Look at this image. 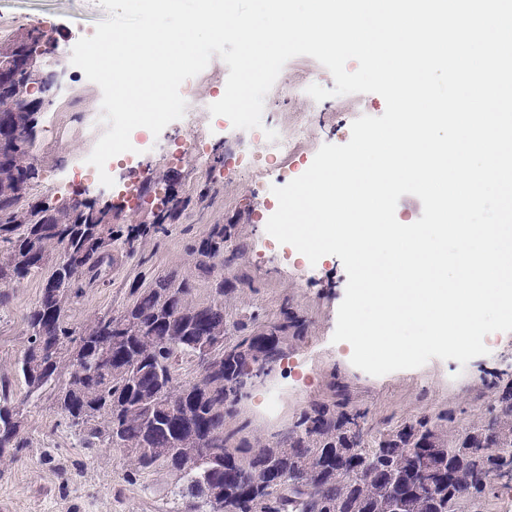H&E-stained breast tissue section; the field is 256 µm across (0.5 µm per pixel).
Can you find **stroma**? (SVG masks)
Segmentation results:
<instances>
[{
    "mask_svg": "<svg viewBox=\"0 0 512 512\" xmlns=\"http://www.w3.org/2000/svg\"><path fill=\"white\" fill-rule=\"evenodd\" d=\"M107 17L99 0H0V28L6 29L8 39L54 28L55 51L43 64L48 69L59 62L67 66L66 91L42 114L33 148L39 177L31 199L48 196L62 205L72 193L85 190L113 202L112 223L120 227L152 219L166 189L157 180L160 174H168L179 196L191 200L179 219L144 247L132 252L115 243L108 283L86 288L72 299L68 308L72 326L120 308L130 300L132 282L141 272L151 280L173 271L191 274L192 299L210 301L211 282L196 272L192 248L212 225L236 224L246 252L240 268L225 269L224 275L230 279L242 270L251 284L226 298L227 313L235 318L253 313L263 323L275 320L287 306L306 321L300 337L282 345L272 374L252 379L224 421L229 445L240 457L285 437L312 405L334 401L340 386L346 388L353 405L366 410L364 428L372 436L424 414L449 418L456 434L483 420L494 404V380L512 375V332L486 336L488 354L464 366L453 359L434 358L418 369L368 375L351 364L346 344L332 340L348 280L341 260L334 256L310 264L295 257L293 246L279 244L265 230L266 217L277 202L270 187L304 173L322 145L347 143L352 122L363 115H381L384 99L374 93L320 102L292 98V82L308 77L317 78L327 89L335 87L330 72L315 59L292 58L274 84L273 92L282 104L272 115L282 120L309 112L315 119L309 141L301 144L292 159L272 160L264 152L260 130L225 126L223 117L206 110V103L221 99L229 73L215 56L189 80L195 93L193 109L198 113L193 126L168 124L157 138L158 150L141 167H130L123 159L114 162V185L108 188L87 172L57 170L58 159L84 152L89 141L80 135L53 139L51 126L56 117L75 122L101 97L100 88L71 65L70 56L77 40L94 35L96 24ZM242 148L253 158L245 170L234 166ZM47 276L43 270L12 284L7 303L0 306V380H11L18 401L25 394L16 363L27 346L26 318ZM273 393L281 396L283 411L270 421L264 417L265 402ZM23 413L28 446L17 460L0 464V512H172L176 479L166 467L139 471L127 450L106 444L84 448L49 397L24 404Z\"/></svg>",
    "mask_w": 512,
    "mask_h": 512,
    "instance_id": "stroma-1",
    "label": "stroma"
}]
</instances>
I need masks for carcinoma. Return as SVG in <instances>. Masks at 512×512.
Segmentation results:
<instances>
[{
    "label": "carcinoma",
    "mask_w": 512,
    "mask_h": 512,
    "mask_svg": "<svg viewBox=\"0 0 512 512\" xmlns=\"http://www.w3.org/2000/svg\"><path fill=\"white\" fill-rule=\"evenodd\" d=\"M27 38L0 44V57H15ZM30 75L0 74V305L3 289L53 265L27 316L28 345L17 361L26 399L49 391L61 417L80 430L87 448H124L136 468L161 462L178 482L182 512H457L461 497H482L492 480L512 476V380L496 385L491 415L460 436L428 415L365 440V412L342 392L333 405L304 412L288 437L239 459L224 438L244 384L238 366L258 363L305 320L287 309L264 334L257 316L234 322L224 298L247 277L224 278V266L244 255L235 224H215L192 249L195 268L211 279L212 301L190 300L193 281L174 271L147 288H132V301L80 328L69 324L68 306L83 287L112 265V239L136 250L173 223L190 199L170 196L151 224L112 229L95 203L78 209L27 204L38 178L33 146L21 145L19 111L39 112V95L25 97ZM95 336H109L103 346ZM193 357L201 384L178 378L179 361ZM27 447L23 412L0 381V458L15 459ZM173 452L159 460L154 449ZM208 452L206 469L189 464L188 450Z\"/></svg>",
    "instance_id": "1"
}]
</instances>
